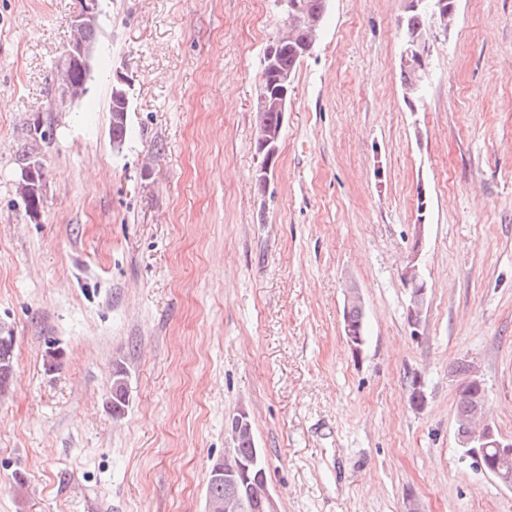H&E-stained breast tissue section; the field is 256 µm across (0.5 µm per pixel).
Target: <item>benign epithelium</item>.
I'll return each instance as SVG.
<instances>
[{
	"label": "benign epithelium",
	"mask_w": 512,
	"mask_h": 512,
	"mask_svg": "<svg viewBox=\"0 0 512 512\" xmlns=\"http://www.w3.org/2000/svg\"><path fill=\"white\" fill-rule=\"evenodd\" d=\"M282 6L289 8L286 30L292 36L302 27L316 29V23L312 21L303 6L294 0H282ZM428 8L431 12V27L428 34L415 40L410 46L402 49L400 65L411 68L419 73V78L427 75V64L431 56L436 34L447 33L448 20L453 18L454 11L444 6L442 0L430 4L429 0H409V9ZM100 16V0H77V6L70 19L71 38L62 56L58 59V73L60 79L57 82V97L55 110L62 112L74 103L86 89L88 75L91 69L93 48L85 38L88 27L98 23ZM79 72L78 80L72 79V73ZM294 79L291 75L278 77V88L261 95V106L280 113L285 117L288 101L291 100ZM131 83L121 73L116 74L115 83L112 84V95L121 102H129ZM405 284L411 287L410 302L407 308L410 325L414 335H420L422 327V315L427 300L426 282L420 277L418 267L410 264L403 273ZM483 402L476 403L470 415L463 419L455 420V438L464 453L473 459L476 467L499 480L503 485L512 487V469L506 467L503 461L512 458V437H506L492 422L483 418ZM251 464L237 462L228 470L218 469L210 471L218 480L238 483V480L249 476ZM254 508L256 512H277L270 495L266 494L258 501L250 500L246 493L231 496L224 500V512H247Z\"/></svg>",
	"instance_id": "1"
}]
</instances>
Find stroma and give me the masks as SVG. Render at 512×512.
Segmentation results:
<instances>
[{"instance_id":"stroma-1","label":"stroma","mask_w":512,"mask_h":512,"mask_svg":"<svg viewBox=\"0 0 512 512\" xmlns=\"http://www.w3.org/2000/svg\"><path fill=\"white\" fill-rule=\"evenodd\" d=\"M75 5L0 0V324L15 360L0 512H206L241 409L277 512H512V488L454 435L467 360L512 437V0H458L413 107L408 0H329L262 190L256 88L283 29L274 0H101L89 90L57 112ZM119 72L131 91L117 151ZM38 114L33 220L15 159ZM412 261L428 289L418 339ZM349 283L359 356L343 335ZM118 364L119 418L106 406ZM345 297L347 306L351 304L361 305L363 310V305L355 286L351 285L347 287L345 291ZM346 305L344 307V322L349 321L351 326L356 327L357 331L360 333L363 339L358 334H354L348 322H346L344 326L345 336L349 346L354 351V353H356V355H360L362 353L364 341L366 340L364 313L361 311L360 307L350 306L347 308ZM129 390L123 368H118L113 374L107 405L114 417L124 416L129 405Z\"/></svg>"}]
</instances>
